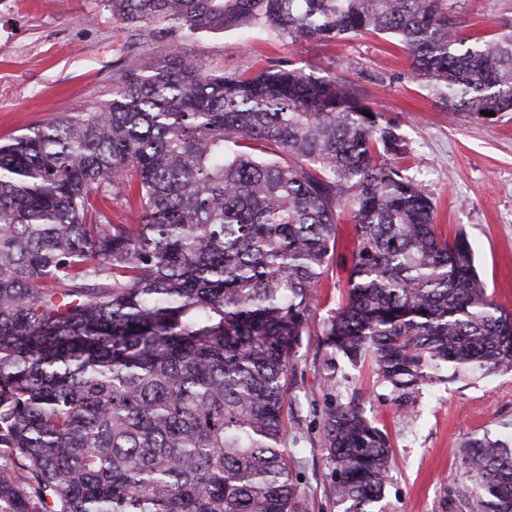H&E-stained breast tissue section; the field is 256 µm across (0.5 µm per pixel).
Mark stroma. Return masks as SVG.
<instances>
[{"instance_id":"stroma-1","label":"stroma","mask_w":512,"mask_h":512,"mask_svg":"<svg viewBox=\"0 0 512 512\" xmlns=\"http://www.w3.org/2000/svg\"><path fill=\"white\" fill-rule=\"evenodd\" d=\"M447 2L463 37L488 40L512 23V0ZM188 48L215 71L253 72L286 61L345 73L374 110L399 123L409 174L435 204L438 234L466 236L489 297L512 312V112L449 118L414 77L406 53L370 35L288 44L257 28L244 37L206 35ZM165 52L162 42L136 44L134 29L100 0H0V142L57 114L91 111L111 98L112 72L125 58L149 61ZM347 277L333 266L322 278L315 323L289 374L288 453L309 512H340L329 492L332 464L321 426L332 403L354 394L391 444L389 512H469L459 497L470 483L462 446L485 435L512 440V372L438 384L404 403L368 362L343 366L326 383L320 324L345 296Z\"/></svg>"}]
</instances>
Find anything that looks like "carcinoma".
I'll return each mask as SVG.
<instances>
[{
    "label": "carcinoma",
    "instance_id": "1",
    "mask_svg": "<svg viewBox=\"0 0 512 512\" xmlns=\"http://www.w3.org/2000/svg\"><path fill=\"white\" fill-rule=\"evenodd\" d=\"M163 61L0 146V512H308L285 452L288 373L338 225L347 293L325 381L367 360L396 399L512 371V313L463 234L438 236L400 126L340 74L215 72L184 43L371 34L452 116L512 112V24L457 38L445 0H101ZM138 222L112 221V203ZM342 512H388L391 450L355 400L325 412ZM471 512H512V442L464 453Z\"/></svg>",
    "mask_w": 512,
    "mask_h": 512
}]
</instances>
